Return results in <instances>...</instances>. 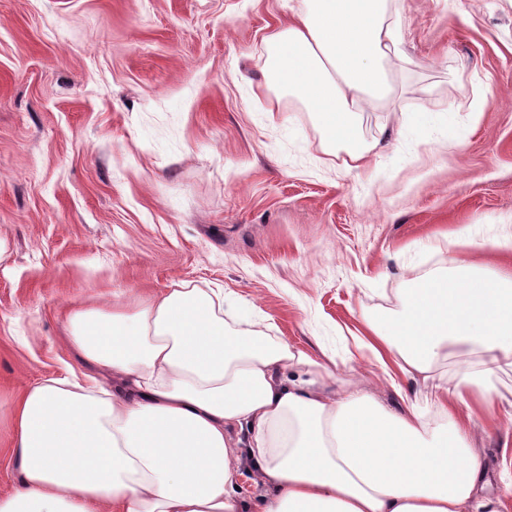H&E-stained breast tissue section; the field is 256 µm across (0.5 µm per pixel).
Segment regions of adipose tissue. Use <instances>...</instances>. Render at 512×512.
<instances>
[{"instance_id": "1", "label": "adipose tissue", "mask_w": 512, "mask_h": 512, "mask_svg": "<svg viewBox=\"0 0 512 512\" xmlns=\"http://www.w3.org/2000/svg\"><path fill=\"white\" fill-rule=\"evenodd\" d=\"M401 11V0H298L288 25L263 38L256 91L301 101L326 154L351 169L377 148L359 135L361 114L389 103L391 70L407 62ZM397 300L365 316L368 347L432 382L427 411L337 384L264 322L229 324L209 288L73 311L70 346L112 385L49 378L9 403L21 477L0 512H246L247 474L263 488L256 512H500L469 423L494 408L486 377L512 362V272L456 259L407 280ZM450 354L452 385L432 378Z\"/></svg>"}]
</instances>
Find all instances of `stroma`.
Instances as JSON below:
<instances>
[{
  "label": "stroma",
  "instance_id": "1",
  "mask_svg": "<svg viewBox=\"0 0 512 512\" xmlns=\"http://www.w3.org/2000/svg\"><path fill=\"white\" fill-rule=\"evenodd\" d=\"M296 4L0 0V399L83 371L73 309L187 282L395 409L365 316L454 255L512 268V0H403L394 109L360 120L397 143L360 169L291 97L250 101ZM488 386L471 442L512 512V365Z\"/></svg>",
  "mask_w": 512,
  "mask_h": 512
}]
</instances>
